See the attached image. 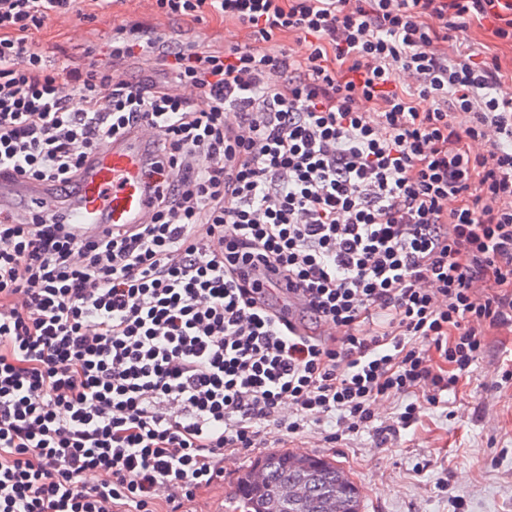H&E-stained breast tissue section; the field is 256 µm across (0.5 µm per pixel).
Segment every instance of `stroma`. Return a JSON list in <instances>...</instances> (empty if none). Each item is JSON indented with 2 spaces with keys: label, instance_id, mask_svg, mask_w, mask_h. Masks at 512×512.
<instances>
[{
  "label": "stroma",
  "instance_id": "obj_1",
  "mask_svg": "<svg viewBox=\"0 0 512 512\" xmlns=\"http://www.w3.org/2000/svg\"><path fill=\"white\" fill-rule=\"evenodd\" d=\"M151 26L152 36L183 41L198 32V45L209 50L244 42L243 27L209 18L196 23L155 15L152 0H122L102 10L82 0L79 13L54 16L35 32L51 64L66 55L103 57L116 29L132 21ZM458 41L479 56L498 55L505 77L501 95L512 97V45L491 33L487 19H470ZM512 349V333L492 337L490 347L448 393L447 408L424 410L417 424L387 444L364 429L334 443L321 433L285 441V450L319 455L348 470L362 488V512H512V385L501 382V360ZM259 439L244 453L225 454L224 475L199 497L197 512H227L238 477L260 456L276 451Z\"/></svg>",
  "mask_w": 512,
  "mask_h": 512
}]
</instances>
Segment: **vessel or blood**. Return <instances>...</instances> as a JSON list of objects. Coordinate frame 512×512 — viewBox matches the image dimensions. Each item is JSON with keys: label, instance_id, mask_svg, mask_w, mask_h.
I'll use <instances>...</instances> for the list:
<instances>
[{"label": "vessel or blood", "instance_id": "b4317fda", "mask_svg": "<svg viewBox=\"0 0 512 512\" xmlns=\"http://www.w3.org/2000/svg\"><path fill=\"white\" fill-rule=\"evenodd\" d=\"M149 132L99 146L86 166L77 194L37 183L0 182V207L15 198L47 202L54 218L91 231L103 224H141L149 214L144 162Z\"/></svg>", "mask_w": 512, "mask_h": 512}]
</instances>
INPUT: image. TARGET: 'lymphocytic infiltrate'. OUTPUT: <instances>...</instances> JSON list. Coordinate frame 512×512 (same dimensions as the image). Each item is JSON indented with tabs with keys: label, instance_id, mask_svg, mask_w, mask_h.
<instances>
[{
	"label": "lymphocytic infiltrate",
	"instance_id": "1",
	"mask_svg": "<svg viewBox=\"0 0 512 512\" xmlns=\"http://www.w3.org/2000/svg\"><path fill=\"white\" fill-rule=\"evenodd\" d=\"M77 7L0 0V177L76 187L146 125L153 209L83 239L0 218V512H193L261 424L387 440L512 332V98L444 47L475 16L512 43V0H156L249 35L120 27L113 61L162 81L48 67L33 33ZM159 61L154 56H141L138 58L126 59V61L119 62L116 66L118 72H126L131 76H138L143 73L149 74L148 71L155 72V75L162 73ZM154 69V70H152Z\"/></svg>",
	"mask_w": 512,
	"mask_h": 512
}]
</instances>
